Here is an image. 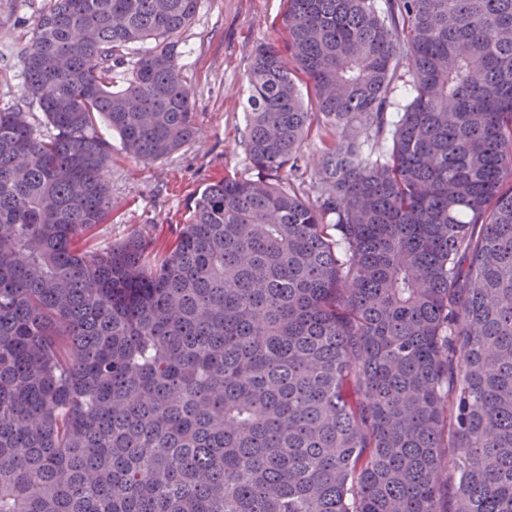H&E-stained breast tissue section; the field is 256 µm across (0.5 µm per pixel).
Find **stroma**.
<instances>
[{
	"label": "stroma",
	"mask_w": 512,
	"mask_h": 512,
	"mask_svg": "<svg viewBox=\"0 0 512 512\" xmlns=\"http://www.w3.org/2000/svg\"><path fill=\"white\" fill-rule=\"evenodd\" d=\"M52 3L0 0V110L22 108L42 131L45 117L25 93L23 55L39 14ZM283 8V0H201L193 22L177 37L183 52L180 74L193 93L196 134L169 157L144 161L126 154L118 134L100 125L112 144L105 171L112 211L81 241V249H104L139 232L154 240L157 254H164L196 189L227 175L251 176L244 145L248 57L258 44L281 42ZM336 136L335 126L314 122L302 141L297 169L282 171L283 181L309 191L322 143Z\"/></svg>",
	"instance_id": "35a3bbf8"
}]
</instances>
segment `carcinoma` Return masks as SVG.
I'll list each match as a JSON object with an SVG mask.
<instances>
[{
	"label": "carcinoma",
	"mask_w": 512,
	"mask_h": 512,
	"mask_svg": "<svg viewBox=\"0 0 512 512\" xmlns=\"http://www.w3.org/2000/svg\"><path fill=\"white\" fill-rule=\"evenodd\" d=\"M200 2L53 0L23 58L51 131L0 111V512H512V0H285L255 176L159 258L81 251L98 119L149 161L195 132ZM320 118L308 197L281 172Z\"/></svg>",
	"instance_id": "cac0c4a2"
}]
</instances>
